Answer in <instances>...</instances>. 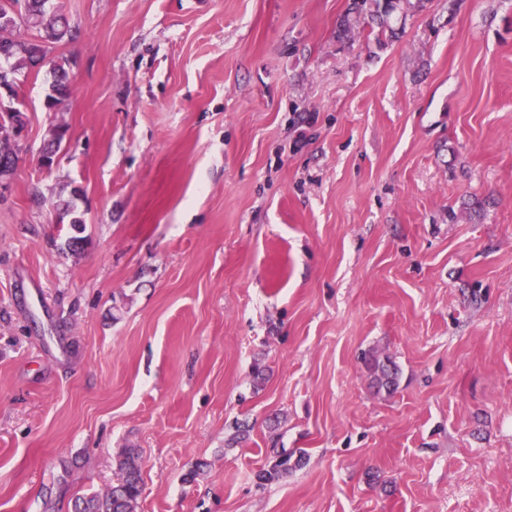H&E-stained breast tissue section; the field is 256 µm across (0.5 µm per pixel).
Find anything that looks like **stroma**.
<instances>
[{
  "label": "stroma",
  "instance_id": "obj_1",
  "mask_svg": "<svg viewBox=\"0 0 512 512\" xmlns=\"http://www.w3.org/2000/svg\"><path fill=\"white\" fill-rule=\"evenodd\" d=\"M56 2L72 93L21 77L0 195V512L129 448L137 512H512V0L344 41L350 0ZM3 106L8 107L7 109H2L0 102V128L1 122L7 124L11 120H22L24 118L27 123V115L26 113L19 107L15 106V103H8L6 100L3 102ZM25 122L15 121L10 125L7 129H3L1 132L0 139V157L1 155L11 156L12 148L8 142L13 145L15 151L17 152L19 149L21 150L22 141L25 138L27 125ZM4 139V140H3ZM8 139V140H6ZM368 370L372 374V382L381 391L390 393L396 389L399 380V368L390 358L380 359L377 355H370L366 359Z\"/></svg>",
  "mask_w": 512,
  "mask_h": 512
}]
</instances>
